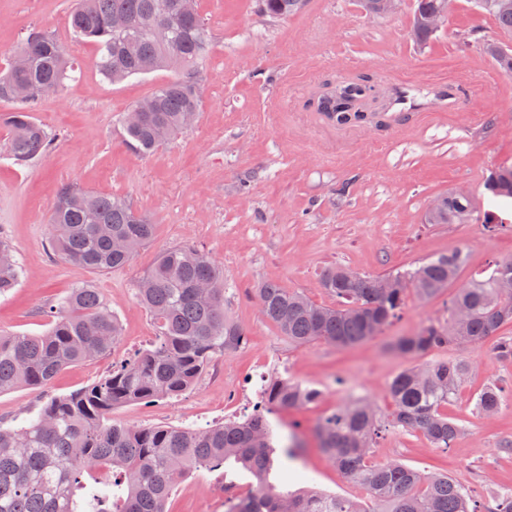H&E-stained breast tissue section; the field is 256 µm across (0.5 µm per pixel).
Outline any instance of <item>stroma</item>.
<instances>
[{
	"mask_svg": "<svg viewBox=\"0 0 512 512\" xmlns=\"http://www.w3.org/2000/svg\"><path fill=\"white\" fill-rule=\"evenodd\" d=\"M414 4L402 0L397 13L373 16L360 0H304L296 14L271 19L258 13L256 0H198L211 49L196 78L197 122L141 157L125 147L121 119L173 79V71L102 81L94 46L68 26L72 0H0V71L36 27L65 42L81 72L34 113L56 136L49 152L19 166L0 149V238L21 269L16 288L0 296V329L43 333L49 308L77 286L97 289L122 329L112 355L64 369L44 392L21 387L0 394V423H19L41 394L89 385L149 348L158 330L136 299L137 281L163 250L191 246L223 267L224 308L244 328L246 342L218 355L182 396L121 407L114 419L206 428L251 414L265 381L282 375L321 392L313 404L271 419L280 442L295 433L305 439L296 469L326 492L357 494L318 449L314 426L352 396L373 400L389 415V383L411 364L393 342L444 319L459 288L512 258V207L503 206L494 230L483 223V181L491 170L512 165V74L482 51L500 32L469 0H457L438 31L418 41ZM356 76L385 88L399 79L423 86L445 78L465 88L453 112L396 111L368 127L324 123L314 110L317 96ZM66 184L126 198L152 218L151 243L129 266L103 272L54 258L47 220ZM451 189L470 195L472 222L426 223L431 203ZM456 249L466 261L454 283L425 302L407 293L380 334L352 347L295 345L260 311L257 292L268 281L331 307L336 300L322 286L330 267L382 276ZM497 338L422 357L427 363L463 355L473 363L466 385L444 408L462 428L448 451L420 432L391 429L376 440L373 460L445 472L486 497L512 486V454L501 450L512 440V402L490 418L473 407L474 394L487 384L512 385V361L496 357ZM228 484L243 495L255 480L241 470H202L178 483L166 508L224 512Z\"/></svg>",
	"mask_w": 512,
	"mask_h": 512,
	"instance_id": "stroma-1",
	"label": "stroma"
}]
</instances>
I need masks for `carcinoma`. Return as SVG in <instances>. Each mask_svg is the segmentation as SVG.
<instances>
[{
	"instance_id": "1",
	"label": "carcinoma",
	"mask_w": 512,
	"mask_h": 512,
	"mask_svg": "<svg viewBox=\"0 0 512 512\" xmlns=\"http://www.w3.org/2000/svg\"><path fill=\"white\" fill-rule=\"evenodd\" d=\"M504 34L512 35V0H471ZM180 0H76L69 16L73 35L92 43L102 80L126 78L163 69H177V78L156 87L133 106L142 112L139 124L121 122L123 141L147 155L188 131L187 115L199 112L201 101L192 75L203 69L210 35L191 0L184 12ZM302 0H259L263 14L274 18L294 13ZM441 0H417L414 33L420 40L434 34L429 17ZM129 22L117 33L116 17ZM167 27L169 40L159 41L153 29ZM504 73H512V48L484 45ZM18 51L28 66L0 74V100L16 103L1 119L7 126L4 149L18 163L47 153L54 136L33 116L43 98L59 92L79 70L66 45L43 31L30 32ZM375 85L357 78L334 85L318 97L315 111L332 124H362L367 117L350 111ZM488 209L484 224L498 216V205L512 198V165L491 171L484 183ZM470 197L450 190L426 214L429 224H464L471 219ZM51 250L58 258L86 269L125 267L147 245L154 224L124 199L61 188L48 218ZM465 259L463 250L424 261L385 277H347V268L326 270L322 285L341 303L317 305L276 282L258 289L262 314L299 346L326 341L350 346L378 335L402 308L405 294L420 300L440 294ZM19 266L7 242L0 240V294L14 287ZM512 259L495 263L486 275L461 289L448 306V317L430 322L392 349L415 357L437 348L476 346L503 325L512 323ZM137 300L159 329L153 348L128 360L90 385L41 401L17 426L0 424V512H165L175 487L189 472L234 465L250 473L255 488L227 500L225 512H512V488L500 489L481 502L470 489L446 474L424 472L398 460L370 462L381 428L376 405L353 399L322 418L313 433L318 447L344 477L362 490L345 496L317 489L290 491L270 480L275 471L274 432L267 414L315 402L320 392L299 382L275 378L264 390V403L242 420L208 428L140 427L112 418L116 408L142 401L174 399L191 390L218 352L246 343L243 328L224 312V269L206 253L186 246L163 251L138 282ZM121 336L114 314L94 288L77 287L50 311V327L29 336L0 331V393L17 387L42 390L66 367L112 353ZM472 366L465 357L411 365L394 376L389 394L393 425L421 432L446 451L462 428L442 411L466 384ZM490 383L474 397L475 410L492 417L506 397Z\"/></svg>"
}]
</instances>
